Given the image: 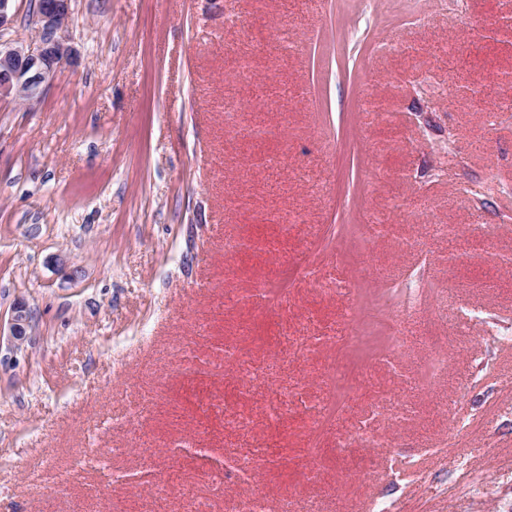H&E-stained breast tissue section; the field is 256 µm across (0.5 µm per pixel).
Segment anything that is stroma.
Here are the masks:
<instances>
[{
  "mask_svg": "<svg viewBox=\"0 0 512 512\" xmlns=\"http://www.w3.org/2000/svg\"><path fill=\"white\" fill-rule=\"evenodd\" d=\"M509 18L512 0H71L75 58L0 101V326L19 301L33 323L0 337V512H141L159 482L170 512L186 490L211 512L255 493L512 512ZM312 336L332 342L308 354ZM298 384L323 416L274 410ZM397 393L386 446L338 456ZM246 442L269 451L248 485L219 473ZM384 411L389 414L388 423L392 427H399L402 423L407 420L408 412L403 409L400 405L387 406L383 403L372 405L369 412L370 418L362 421L358 428L357 433L349 435L345 439H340L337 444L336 451L339 455L345 456L350 451V448L356 444L359 446H380L377 436L370 433L371 419Z\"/></svg>",
  "mask_w": 512,
  "mask_h": 512,
  "instance_id": "stroma-1",
  "label": "stroma"
}]
</instances>
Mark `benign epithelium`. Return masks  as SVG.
I'll return each instance as SVG.
<instances>
[{
  "instance_id": "benign-epithelium-1",
  "label": "benign epithelium",
  "mask_w": 512,
  "mask_h": 512,
  "mask_svg": "<svg viewBox=\"0 0 512 512\" xmlns=\"http://www.w3.org/2000/svg\"><path fill=\"white\" fill-rule=\"evenodd\" d=\"M71 0H48L35 7L42 35L35 46L0 41V100L32 99L50 84L73 57V48L57 37L70 13ZM32 314L26 304L14 305L9 324L13 341L22 344L32 336Z\"/></svg>"
}]
</instances>
